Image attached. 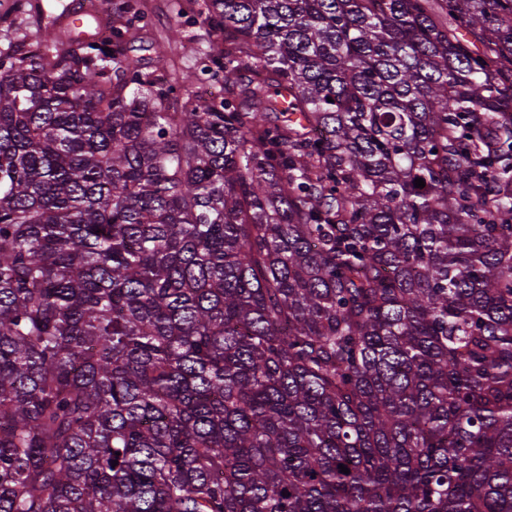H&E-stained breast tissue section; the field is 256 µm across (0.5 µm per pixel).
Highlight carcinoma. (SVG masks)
<instances>
[{"label": "carcinoma", "instance_id": "cac0c4a2", "mask_svg": "<svg viewBox=\"0 0 512 512\" xmlns=\"http://www.w3.org/2000/svg\"><path fill=\"white\" fill-rule=\"evenodd\" d=\"M188 3L0 50V512H512V0ZM185 1L144 0L146 10L151 17L153 34L151 38L132 43L129 54L143 58L150 67H159L163 73H170L174 68L180 71L187 70L198 48L207 44L209 34L199 22L186 27L176 44L168 45L166 37L170 29L185 20L180 15L186 8ZM159 55L162 56L160 62H158Z\"/></svg>", "mask_w": 512, "mask_h": 512}]
</instances>
